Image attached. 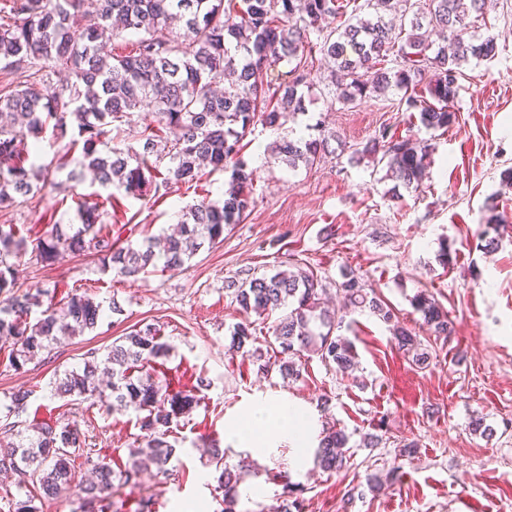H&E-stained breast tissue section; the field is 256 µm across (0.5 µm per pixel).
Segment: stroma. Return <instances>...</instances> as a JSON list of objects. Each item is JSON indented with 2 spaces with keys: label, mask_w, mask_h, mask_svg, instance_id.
Returning a JSON list of instances; mask_svg holds the SVG:
<instances>
[{
  "label": "stroma",
  "mask_w": 512,
  "mask_h": 512,
  "mask_svg": "<svg viewBox=\"0 0 512 512\" xmlns=\"http://www.w3.org/2000/svg\"><path fill=\"white\" fill-rule=\"evenodd\" d=\"M473 29L494 37L493 59L464 65L451 104L457 119L449 129L410 125L399 107L400 91L351 105L331 102L324 86L329 71L320 53L308 55L305 113L274 128L254 122L243 138V156L253 171L254 204L242 223L231 225L222 243L202 248L181 270L126 280L103 271L96 255L66 257L52 266L26 252L15 262L25 287L56 298L72 291L101 302L106 311L97 329L65 338L48 357L15 370L0 351V425L17 392H28L20 419L55 427L79 426L103 457L127 456L140 433L133 410L51 396V384L81 366L88 350L106 351L114 339L145 324L159 328L172 347L164 371L172 387L191 388L197 376L209 386L190 417L179 419L172 436L180 452L167 483L145 477L106 502V512H133L135 501L154 495L156 512H220L218 474L207 449L218 442L226 461L237 464L246 450L227 440L257 402L285 399L306 410L314 429L335 424L350 433L351 467L338 476L314 466L292 468L293 449L277 442L258 461L255 495H241L237 512H270L284 478L308 486L305 512H512V237L485 252L480 234L489 213L512 224V187L503 173L512 168V0H497ZM335 133L330 154L313 167L288 170L265 148L286 134L315 138ZM388 130L430 144L427 176L418 189L392 197L385 164L351 162L355 148ZM36 164L49 166L50 184L21 206L0 211L1 224H15L31 237L55 221H76L79 203H97L112 226L116 245L139 244L177 222V212L203 198L222 197L228 173L202 176L193 185L158 184L146 199L111 192L90 179L76 185L54 169L58 158L76 161L69 139L44 133ZM451 244L450 267L437 260L441 241ZM298 264L309 267L322 287L342 299L336 285L347 272L363 275L404 320H415L411 297L425 290L449 311L455 331L437 341L430 369L416 368L392 346L386 326L366 311L346 315L357 337L359 368L347 377L310 357L299 380L283 378L277 365L230 355L234 326L243 319L226 281L259 277ZM119 312H112L111 304ZM485 416L496 433L474 434L473 416ZM389 439L361 447L378 421ZM415 440L414 457H400V441ZM399 466L401 477L380 493H365L351 507L343 502L367 474Z\"/></svg>",
  "instance_id": "35a3bbf8"
}]
</instances>
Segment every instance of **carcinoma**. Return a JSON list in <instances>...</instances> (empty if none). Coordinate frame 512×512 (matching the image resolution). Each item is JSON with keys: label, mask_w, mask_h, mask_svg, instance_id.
I'll use <instances>...</instances> for the list:
<instances>
[{"label": "carcinoma", "mask_w": 512, "mask_h": 512, "mask_svg": "<svg viewBox=\"0 0 512 512\" xmlns=\"http://www.w3.org/2000/svg\"><path fill=\"white\" fill-rule=\"evenodd\" d=\"M0 7V208L29 200L37 190L33 159L40 135L51 130L58 138L72 137L80 147L79 169L67 180L78 182L84 172L104 189L114 187L141 199L155 172L167 162L164 183L186 184L199 179L201 168L213 171L232 163L223 200L202 199L181 210L175 234L141 244L116 247L105 232L104 212L95 203L77 209L80 224L67 233L55 227L29 242L14 224L0 225V339L10 342L11 366L17 370L50 353L62 336L97 328L102 303L72 293L56 301H40L41 293L20 292L12 259L32 248L36 261L52 266L64 255L94 252L102 269L121 278L177 271L191 261L202 245L224 241V231L247 217L253 205V172L240 152V142L261 117L264 124L282 126L281 119L306 111L307 72L293 68L291 80L262 97L256 72L280 62H292L318 48L336 68L330 74L328 95L346 104L404 91L405 111L419 114L428 130L450 126L455 113L449 104L456 96L462 67L470 60L495 57L494 39L463 34L469 19L485 14L491 0H430L422 10L414 0H376L380 9L363 17L354 15L323 34L319 22L339 15L338 0H240L236 19L224 18V0H94L97 22L82 24L85 0H3ZM131 36V50L114 52L112 41ZM437 36L442 43L431 39ZM403 67L389 73L382 62L389 55ZM65 71L69 79L53 81ZM433 72L426 94L416 87L425 72ZM149 106L154 125L141 132L137 145L120 146L122 127L134 113ZM330 136L314 139L284 137L271 146V154L288 169L311 167L329 147ZM382 154L386 177L393 189L418 188L426 176L428 146L407 137L388 138L387 132L353 151V158ZM504 224L490 218L482 232L488 251L498 247ZM337 290L352 311L369 310L387 325L394 347L417 368L430 367V341L451 336L453 320L434 296L417 292L410 304L421 317L414 328L400 319L395 308L366 288L351 271ZM226 291L240 311L261 316L276 311L274 341L268 343L280 372L298 378L301 359L311 353L327 367L345 375L356 366L354 340L342 334L350 329L344 316L326 306V289L319 287L311 269L295 265L271 275L229 280ZM44 306L35 321L32 307ZM429 336L422 337L420 332ZM172 346L151 325L116 338L103 356L92 350L83 366L67 371L55 383L54 395L76 397L118 410L137 413L141 444L129 459L116 466L92 461L94 449L80 428L57 429L35 423L22 431L14 422L3 426L9 436L0 445V471L18 476L16 492L4 490L8 512H39L37 503L63 493L76 492L82 512L124 486H142L148 468L165 479L173 475L169 464L176 448L169 441L173 421L190 414L201 403V390L210 386L200 376L190 390H173L148 372L152 364L170 356ZM228 351L262 357L251 322L233 328ZM350 436L331 427L313 453L314 467L330 475L348 469ZM92 463L95 479L75 480L74 462ZM212 463L220 471L215 491L222 494L220 512H236L238 486L252 473L242 460L224 462V452L212 448ZM399 467L385 475L366 477V489L350 490L345 505L365 492L377 494L399 480ZM307 487L284 484L276 512H304Z\"/></svg>", "instance_id": "1"}]
</instances>
